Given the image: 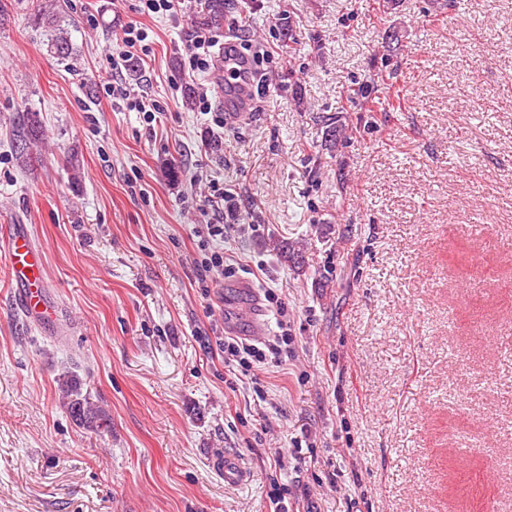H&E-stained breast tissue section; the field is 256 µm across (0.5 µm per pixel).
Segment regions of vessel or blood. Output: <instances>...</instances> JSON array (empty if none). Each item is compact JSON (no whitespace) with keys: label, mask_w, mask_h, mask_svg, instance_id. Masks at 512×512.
I'll list each match as a JSON object with an SVG mask.
<instances>
[{"label":"vessel or blood","mask_w":512,"mask_h":512,"mask_svg":"<svg viewBox=\"0 0 512 512\" xmlns=\"http://www.w3.org/2000/svg\"><path fill=\"white\" fill-rule=\"evenodd\" d=\"M240 61L232 51H225L224 104L227 109L244 111L248 106L246 89L240 88L236 72ZM0 252L8 259L9 274L18 285L17 304L29 315L46 319L52 314V308L44 296V260L29 234L16 229L12 233L0 236Z\"/></svg>","instance_id":"obj_1"}]
</instances>
